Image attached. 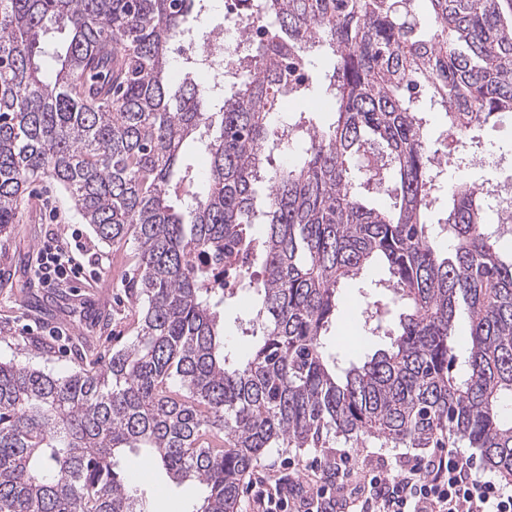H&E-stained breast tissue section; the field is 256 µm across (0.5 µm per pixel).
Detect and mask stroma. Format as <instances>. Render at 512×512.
Masks as SVG:
<instances>
[{
  "mask_svg": "<svg viewBox=\"0 0 512 512\" xmlns=\"http://www.w3.org/2000/svg\"><path fill=\"white\" fill-rule=\"evenodd\" d=\"M81 234L89 248L103 257L82 288H45L33 280L29 269L44 240L53 235ZM128 247L99 243L83 224L74 200L50 181L29 185L18 223L0 232V361L26 363L58 375H67L104 363L113 349L135 335L120 278L127 267ZM345 307L332 332L331 342L354 358L374 347L366 338L360 318L362 296L358 289L344 290ZM83 339L84 358H76L74 343ZM317 448L272 452L247 478L239 512H257V483L272 484L308 466L320 456ZM151 512H189L202 489L196 484H170L165 475L150 477L146 487Z\"/></svg>",
  "mask_w": 512,
  "mask_h": 512,
  "instance_id": "35a3bbf8",
  "label": "stroma"
}]
</instances>
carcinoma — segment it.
Listing matches in <instances>:
<instances>
[{
    "instance_id": "carcinoma-1",
    "label": "carcinoma",
    "mask_w": 512,
    "mask_h": 512,
    "mask_svg": "<svg viewBox=\"0 0 512 512\" xmlns=\"http://www.w3.org/2000/svg\"><path fill=\"white\" fill-rule=\"evenodd\" d=\"M204 6L0 0V232L56 182L99 242L132 243L137 320L99 368L0 362V512H150L128 451L199 484L190 512H238L273 450L368 437L464 444L511 483L512 249L464 181L434 213L441 148L465 178L475 131L512 118V0H234L266 25L222 95L170 73ZM373 264L360 315L385 347L356 362L328 336Z\"/></svg>"
}]
</instances>
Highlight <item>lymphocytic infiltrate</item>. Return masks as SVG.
Masks as SVG:
<instances>
[{
    "label": "lymphocytic infiltrate",
    "instance_id": "obj_1",
    "mask_svg": "<svg viewBox=\"0 0 512 512\" xmlns=\"http://www.w3.org/2000/svg\"><path fill=\"white\" fill-rule=\"evenodd\" d=\"M70 242L53 237L38 250L33 273L46 288L83 277ZM312 491L291 480L258 494L262 512H286L297 500L304 512H512V489L483 477L476 457L458 448H443L430 458L385 469H355L350 454L332 463L313 459Z\"/></svg>",
    "mask_w": 512,
    "mask_h": 512
}]
</instances>
